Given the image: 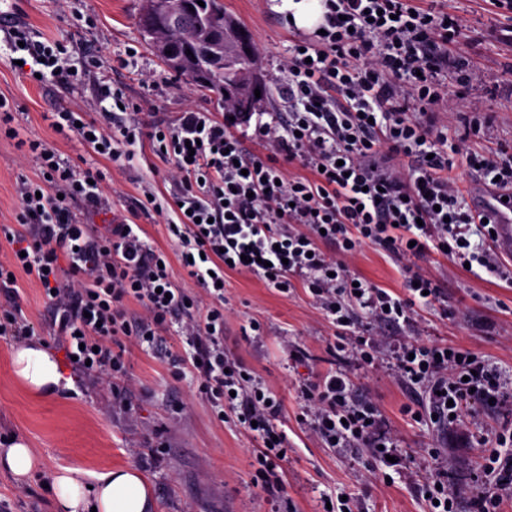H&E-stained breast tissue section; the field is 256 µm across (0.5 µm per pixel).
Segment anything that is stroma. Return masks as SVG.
Listing matches in <instances>:
<instances>
[{
  "instance_id": "obj_1",
  "label": "stroma",
  "mask_w": 512,
  "mask_h": 512,
  "mask_svg": "<svg viewBox=\"0 0 512 512\" xmlns=\"http://www.w3.org/2000/svg\"><path fill=\"white\" fill-rule=\"evenodd\" d=\"M13 20L0 24V97L7 98L12 139L0 131V224H11L19 209L17 183L34 177L36 166L17 146L18 139H40L62 157L86 167L104 166V159L64 137L46 114L59 106L88 110L94 89L106 80L119 86L134 104L151 102L156 119L171 120L193 106L213 112L224 109L214 93L198 90L167 69L138 25L143 0H17ZM281 0H224V5L251 34L258 50L259 78L267 92L256 109L277 111L273 90L284 77L280 61L291 46L292 27ZM448 12L463 15L467 27L459 45L478 71L466 90L481 102L490 120L472 139L474 148L512 149V11L493 0H442ZM25 27L40 39L65 42L71 62L84 71L82 88L41 85L16 69L7 43L13 26ZM169 162L158 157L150 141L136 145L126 168H113L107 183L110 209L89 215L88 223L106 225L131 219L141 224L151 243L167 253L175 248L161 219L153 212H134L145 190L169 192L164 177ZM352 273L383 288L403 293L401 263L383 248L365 246L347 260ZM414 268L434 276L441 297L420 312L416 337L447 344L489 360L512 386V278L491 275L484 267L466 270L433 253L415 259ZM224 349L252 369L283 404L280 428L288 438L283 465L286 493L274 496L255 483L254 454L260 443L236 418L217 421L191 373L175 375L167 358L146 346L126 344L124 380L107 382L98 375L74 372L59 340L42 336L55 355L64 380L55 396L38 399L12 373L16 342L0 339V440H23L32 449L37 468L23 481L0 472V503L8 512H55L46 486L50 473L75 470L85 483L108 470L132 465L150 484L156 512H324L327 499L356 497L360 512H423L414 490L434 464L427 451L439 449L448 469V483L469 497L477 492L474 476L483 441L495 440L502 411L481 409L476 427L439 428L403 412L420 398L399 383L397 339L383 344L377 369L368 370L334 352L336 330L328 323L308 289L290 295L266 288L247 273L226 276ZM259 330H252V323ZM301 346L306 360H291ZM336 368L357 385L358 398L374 403L388 431L401 448L392 480L370 475L368 449L338 451L322 447L303 417L299 385L304 378Z\"/></svg>"
}]
</instances>
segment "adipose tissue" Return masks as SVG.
Here are the masks:
<instances>
[{
  "instance_id": "obj_1",
  "label": "adipose tissue",
  "mask_w": 512,
  "mask_h": 512,
  "mask_svg": "<svg viewBox=\"0 0 512 512\" xmlns=\"http://www.w3.org/2000/svg\"><path fill=\"white\" fill-rule=\"evenodd\" d=\"M14 376L34 395L56 393L62 376L56 358L38 342L17 348L12 355ZM58 512H155V500L147 479L132 466L97 476L84 484L74 470L62 468L50 478Z\"/></svg>"
}]
</instances>
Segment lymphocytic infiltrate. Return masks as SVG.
<instances>
[{"instance_id": "1", "label": "lymphocytic infiltrate", "mask_w": 512, "mask_h": 512, "mask_svg": "<svg viewBox=\"0 0 512 512\" xmlns=\"http://www.w3.org/2000/svg\"><path fill=\"white\" fill-rule=\"evenodd\" d=\"M324 4L322 33L292 41L277 89L280 109L269 118L190 108L148 129L139 107L107 84L98 85L96 97L123 104V117L103 122L64 106L51 113L56 133L75 136L115 164L133 159L137 139L156 140L171 163L166 179L173 191L136 207L166 216L174 254L148 243L141 225L85 223V213L110 204L106 174L61 158L40 140L26 143L39 173L20 179L15 221L0 225V290L7 296L1 338L48 333L62 340L75 370L118 380L126 372L123 342L163 350L177 333L189 347L175 358L179 368L199 377L216 414L233 413L260 440L258 477L272 493L283 490L278 470L288 450L277 427L282 404L224 352L219 282L229 271L251 273L278 292L303 282L337 327L351 307L370 309L379 336L399 339L401 381L424 396L414 417L463 428L475 407L512 403L483 358L410 335L419 305L441 295L437 280L409 267L411 258L437 252L500 271L490 252L466 245L477 217L448 177L462 158L479 183L512 190V154L471 146L487 115L462 93L472 72L455 43L466 21L413 0ZM11 36L42 63V82L73 84L69 57L24 29ZM450 71L460 88L455 95L443 80ZM442 111L459 115L462 133L436 125ZM293 163L305 175H288ZM366 245L405 261V294L350 273L346 258ZM176 263L191 287L176 285ZM23 278L46 300L44 326L26 319L17 301ZM301 396L326 447L369 449L376 470L396 454L376 407L356 399L349 376L326 373L303 384ZM481 468L495 489L473 496L472 512H501V492L512 487V427L485 449Z\"/></svg>"}]
</instances>
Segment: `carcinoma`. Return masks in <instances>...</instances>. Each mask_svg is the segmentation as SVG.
<instances>
[{"label": "carcinoma", "instance_id": "carcinoma-1", "mask_svg": "<svg viewBox=\"0 0 512 512\" xmlns=\"http://www.w3.org/2000/svg\"><path fill=\"white\" fill-rule=\"evenodd\" d=\"M204 5H199L198 0H188L191 10L184 15V23L181 28L169 31L165 28H157L153 31L143 28L144 33L151 37V43L161 39H177L185 44L193 45L197 34V23H211L218 16L232 18V15L224 10V0H203ZM257 49L251 47L248 54L229 51L224 56V68L215 72L210 69L209 62L202 56L195 57L186 70L180 75L199 87H207L215 90L219 95H224V86L239 84L242 87L243 96L247 99H256L254 91L261 88L260 78L256 69Z\"/></svg>", "mask_w": 512, "mask_h": 512}]
</instances>
